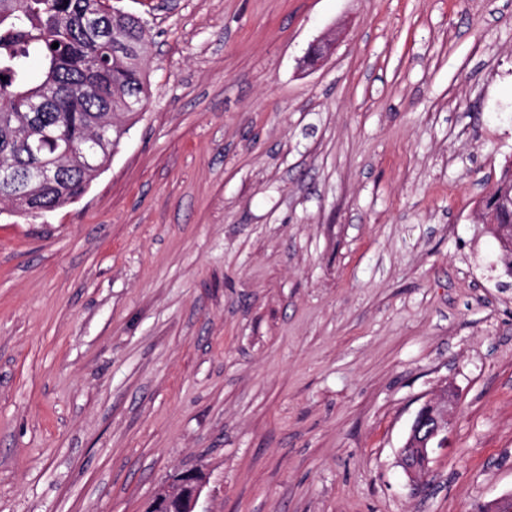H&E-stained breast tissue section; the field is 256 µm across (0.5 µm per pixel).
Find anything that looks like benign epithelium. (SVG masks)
I'll return each mask as SVG.
<instances>
[{"label":"benign epithelium","mask_w":512,"mask_h":512,"mask_svg":"<svg viewBox=\"0 0 512 512\" xmlns=\"http://www.w3.org/2000/svg\"><path fill=\"white\" fill-rule=\"evenodd\" d=\"M502 205L500 198L488 196L480 219L490 226L504 249L505 254L501 258L504 275L512 278V224H503L497 219ZM457 402V395L450 391L439 400L425 403L413 418L408 437L400 450V464L415 491L422 486L426 471V467L418 466L417 461H429L434 446L446 444L452 424L450 409ZM207 485V474L199 469L176 471L159 486L144 512H200L198 507ZM479 512H512V493L481 504Z\"/></svg>","instance_id":"1"}]
</instances>
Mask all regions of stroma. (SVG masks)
<instances>
[{"label": "stroma", "instance_id": "stroma-1", "mask_svg": "<svg viewBox=\"0 0 512 512\" xmlns=\"http://www.w3.org/2000/svg\"><path fill=\"white\" fill-rule=\"evenodd\" d=\"M151 97L0 213V512H475L512 492V0H120ZM327 51L315 63L310 47ZM460 398L412 493L417 409ZM503 201L494 195L487 197L485 205L480 212V219L483 224H488L493 231L494 236L500 242L506 254L502 255L501 263L503 265L504 275L512 278V208H504L500 213V220L506 224H501L497 219V214ZM207 474L199 469L176 471L156 490L144 512H207L198 510Z\"/></svg>", "mask_w": 512, "mask_h": 512}]
</instances>
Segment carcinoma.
I'll list each match as a JSON object with an SVG mask.
<instances>
[{
	"label": "carcinoma",
	"instance_id": "1",
	"mask_svg": "<svg viewBox=\"0 0 512 512\" xmlns=\"http://www.w3.org/2000/svg\"><path fill=\"white\" fill-rule=\"evenodd\" d=\"M94 8L95 0H0V166H14L21 178L0 182V200L23 195L59 208L78 199L120 144L118 117L132 119L147 104L150 30L133 14L101 6L108 40L86 26ZM33 61L41 66L36 81L28 76ZM65 146L77 160L58 179L26 177Z\"/></svg>",
	"mask_w": 512,
	"mask_h": 512
}]
</instances>
